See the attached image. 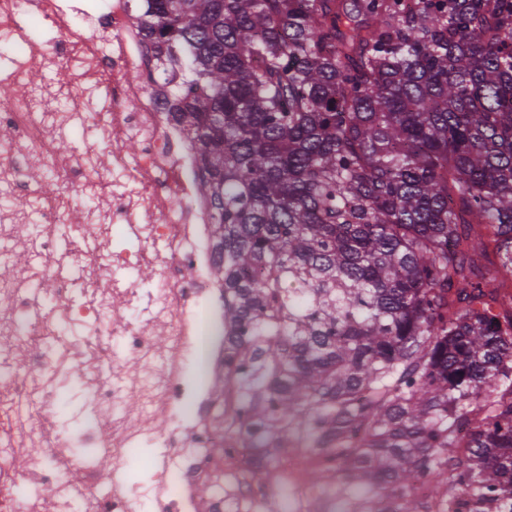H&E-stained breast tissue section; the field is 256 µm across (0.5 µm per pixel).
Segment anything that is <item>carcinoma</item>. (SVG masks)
Segmentation results:
<instances>
[{
	"instance_id": "1",
	"label": "carcinoma",
	"mask_w": 512,
	"mask_h": 512,
	"mask_svg": "<svg viewBox=\"0 0 512 512\" xmlns=\"http://www.w3.org/2000/svg\"><path fill=\"white\" fill-rule=\"evenodd\" d=\"M141 2L212 203L237 434L325 449L329 494L365 489L342 512L512 501V316L479 263L512 270V0Z\"/></svg>"
}]
</instances>
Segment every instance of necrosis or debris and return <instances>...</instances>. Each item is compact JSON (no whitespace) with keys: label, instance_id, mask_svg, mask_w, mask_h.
<instances>
[{"label":"necrosis or debris","instance_id":"necrosis-or-debris-1","mask_svg":"<svg viewBox=\"0 0 512 512\" xmlns=\"http://www.w3.org/2000/svg\"><path fill=\"white\" fill-rule=\"evenodd\" d=\"M95 10L92 2L68 10L63 0H0V61L10 60L6 79L16 88L14 96L0 102V175H13L19 190L39 178L56 176L72 183L75 192L107 200L113 228L137 225L134 246L105 241L87 255L88 266L111 273V296L122 297L134 316L122 324L111 322V297H95L66 312L68 321L95 323L92 355L67 356L51 350L54 324L32 317L31 294L15 278L12 260L0 258V307L10 309L7 333L15 348L28 350L32 364L63 365L65 375L87 383L95 402L111 413L106 426L90 424L64 438L42 430L38 414L53 408V389L38 393L14 388L13 366L9 358L0 359V383L11 386L9 392H0V423L28 429L48 449L43 458L21 465L14 453L15 438L0 436V476L17 486L42 480L65 486L71 481V464L86 462L82 448L94 446L104 449L114 462L113 496H102L89 478L80 483L77 499H58L55 512H192L195 484L205 476L213 480L207 512H238L244 503L256 510L257 482L244 476L240 441L225 434L228 455L220 463L213 457L211 418L223 402L214 386L225 374V329L224 304L211 289L216 258L207 240L209 208L204 199L188 195L198 170L191 151L184 147L183 133L171 122L163 128L158 125V116L166 110V92L144 83L130 84L125 78L128 70L145 63L141 36L128 16L126 0H111L100 14L88 53L75 52L56 38L39 44L24 35L31 14L78 24ZM48 63L74 85L106 79L112 102L108 116L86 117L107 151L96 158L81 156L75 180L40 135L47 113L33 76ZM131 100L136 103L132 111L126 107ZM132 135L140 143L133 160L122 147ZM106 169L113 176L109 185L101 178ZM167 193L178 197V205L164 204ZM161 242L166 245L162 252L157 249ZM148 262L157 264L159 273L143 282L136 272ZM143 302L150 309L145 316L137 312ZM155 327L166 339L164 348L154 342ZM122 356L138 359L140 369L126 384L118 385L104 370L117 365ZM132 396L143 403V416L134 423L124 410ZM159 410L172 420L171 430L161 436L149 426ZM152 442L175 452L178 464L153 471L142 491L131 478L129 459L132 448Z\"/></svg>","mask_w":512,"mask_h":512}]
</instances>
